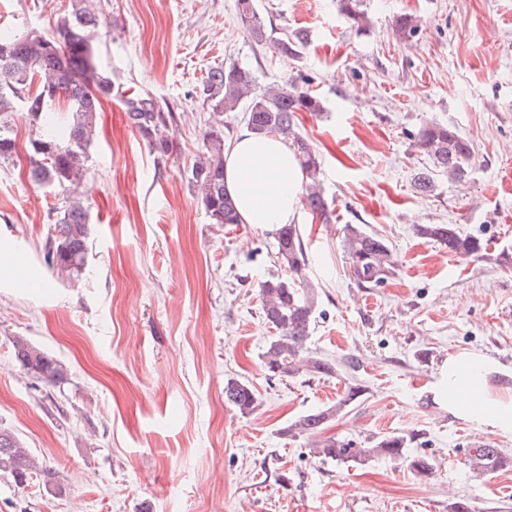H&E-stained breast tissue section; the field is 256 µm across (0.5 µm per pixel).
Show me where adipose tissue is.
I'll list each match as a JSON object with an SVG mask.
<instances>
[{
  "label": "adipose tissue",
  "instance_id": "obj_1",
  "mask_svg": "<svg viewBox=\"0 0 512 512\" xmlns=\"http://www.w3.org/2000/svg\"><path fill=\"white\" fill-rule=\"evenodd\" d=\"M224 184L242 223L280 227L297 220L303 176L277 135L244 132L224 148ZM491 367L476 356L448 359V409L512 433V400L488 394Z\"/></svg>",
  "mask_w": 512,
  "mask_h": 512
}]
</instances>
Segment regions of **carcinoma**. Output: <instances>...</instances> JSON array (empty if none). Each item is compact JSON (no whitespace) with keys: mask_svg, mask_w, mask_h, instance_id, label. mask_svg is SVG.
<instances>
[{"mask_svg":"<svg viewBox=\"0 0 512 512\" xmlns=\"http://www.w3.org/2000/svg\"><path fill=\"white\" fill-rule=\"evenodd\" d=\"M361 0H336L337 11L359 31L368 28ZM240 21L258 46L269 48L286 58H297L306 47L308 34L294 30L274 36L259 17L255 0H237ZM99 18L89 0H77L71 15L58 22L50 35L31 30L24 35L0 34V160L14 156L15 137L11 121L15 113L23 115L31 129L26 143L25 160L31 178L48 187H62L72 194L69 206L57 213L54 234L49 238L47 262L58 274L79 278L85 268L90 224L87 207L76 197V188L88 167L96 112L104 98L112 96V79L95 61L94 36ZM414 16L396 17L393 33L401 42L417 34ZM308 79L298 75L281 85L258 92L255 77L248 68L216 66L202 80V95L214 111L248 112V127L256 134L274 133L291 146L307 183L303 202L313 213L327 210L319 184L321 161L309 142L297 131L299 112L323 111L321 100L306 88ZM68 103L67 115L59 117L56 101ZM127 115L133 127L151 149L166 155L173 149L167 135L168 119L146 99L127 101ZM416 146L448 179L467 176L473 157L472 144L446 125L431 123L416 137ZM191 180L213 224L241 223L234 201L224 188V130L212 129L206 135L205 151L191 168ZM416 233L430 242L448 247V252L462 258H477L480 241L463 235L451 224H419ZM349 272L360 288H375L397 274L398 262L387 242L360 224L345 225L342 241ZM277 255L288 275L261 282L257 288L261 313L275 331L270 337L262 361L271 377L290 378L306 371L331 377L336 364L313 354L308 340L317 311L315 286L305 274L307 263L304 243L294 224L276 230ZM14 357L29 374L49 384L67 379L66 365L22 336L12 339ZM365 388L360 384L346 391L330 406L309 411L288 422L280 435L291 440L303 437L311 441L314 453L336 463L364 464L373 458H389L407 463L419 478L427 477L430 460L410 456L407 448L414 435L390 433L373 436L364 448L329 434L330 424L344 418L364 402ZM224 400L242 415L251 414L257 397L245 382L229 379L224 385ZM512 464V458L497 448H472L466 465L476 473H491ZM0 474L20 484L33 479L51 482L38 458L25 448L17 435L0 427Z\"/></svg>","mask_w":512,"mask_h":512,"instance_id":"obj_1","label":"carcinoma"}]
</instances>
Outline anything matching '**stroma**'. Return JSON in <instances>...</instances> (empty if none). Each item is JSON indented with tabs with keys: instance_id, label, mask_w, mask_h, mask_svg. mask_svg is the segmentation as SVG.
Listing matches in <instances>:
<instances>
[{
	"instance_id": "1",
	"label": "stroma",
	"mask_w": 512,
	"mask_h": 512,
	"mask_svg": "<svg viewBox=\"0 0 512 512\" xmlns=\"http://www.w3.org/2000/svg\"><path fill=\"white\" fill-rule=\"evenodd\" d=\"M74 0H0V29L51 31ZM103 29L99 68L112 79L82 185L92 234L80 279L45 266L49 230L67 193L34 182L25 162L0 160V245L43 267V287L0 279V426L50 470L62 494L0 476V512H512V470L480 475L464 463L484 446L512 456V435L452 415L440 393L448 359L483 356L492 397L512 396V0H363L357 32L336 0H257L267 29L308 32L300 57L257 46L236 0H92ZM420 19L417 41L393 35L396 16ZM251 69L259 88L309 76L324 110L297 127L319 154L328 220L301 210L306 275L318 293L309 346L334 376L269 378L273 331L257 298L284 274L272 228L211 223L189 172L204 136L232 140L243 113H216L199 86L215 66ZM171 115L173 150L153 152L118 92ZM446 125L474 146L468 175L434 172L415 145L423 125ZM433 172L431 194L414 187ZM387 240L397 275L353 282L344 225ZM451 224L480 240L464 260L419 237ZM62 360L54 386L23 371L12 337ZM249 383L257 407L241 415L224 385ZM365 387L357 412L330 431L360 444L414 434L429 457L419 479L377 458L337 464L307 440L279 434L288 420Z\"/></svg>"
}]
</instances>
